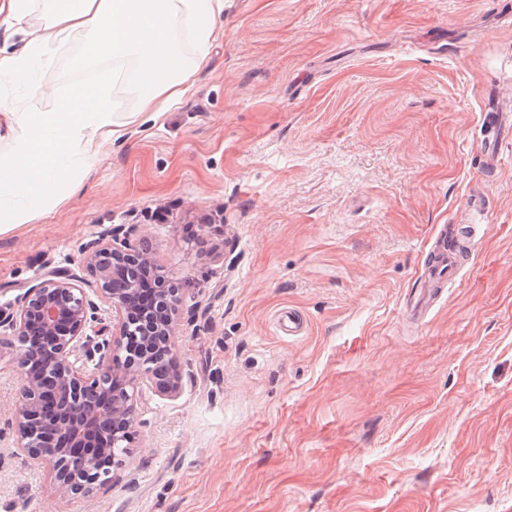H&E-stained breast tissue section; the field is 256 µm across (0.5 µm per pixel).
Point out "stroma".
Masks as SVG:
<instances>
[{"label":"stroma","instance_id":"1","mask_svg":"<svg viewBox=\"0 0 512 512\" xmlns=\"http://www.w3.org/2000/svg\"><path fill=\"white\" fill-rule=\"evenodd\" d=\"M78 54L39 81L112 68ZM510 106L512 0H226L191 94L0 232L1 309L107 228L149 242L181 393L139 395L112 487L59 496L9 438L0 330V512H512V134L497 169L481 153ZM442 224L474 234L420 324Z\"/></svg>","mask_w":512,"mask_h":512}]
</instances>
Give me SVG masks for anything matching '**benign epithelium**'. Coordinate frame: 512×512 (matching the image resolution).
Returning a JSON list of instances; mask_svg holds the SVG:
<instances>
[{"instance_id": "benign-epithelium-1", "label": "benign epithelium", "mask_w": 512, "mask_h": 512, "mask_svg": "<svg viewBox=\"0 0 512 512\" xmlns=\"http://www.w3.org/2000/svg\"><path fill=\"white\" fill-rule=\"evenodd\" d=\"M83 268L84 277L52 271L17 309H0V328L21 343L14 443L50 467L64 497L107 486L102 462H131L139 392L173 398L183 379L171 343L181 298L149 245L131 248L108 229L85 245ZM148 269L159 278L146 302L137 285Z\"/></svg>"}]
</instances>
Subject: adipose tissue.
<instances>
[{
  "label": "adipose tissue",
  "mask_w": 512,
  "mask_h": 512,
  "mask_svg": "<svg viewBox=\"0 0 512 512\" xmlns=\"http://www.w3.org/2000/svg\"><path fill=\"white\" fill-rule=\"evenodd\" d=\"M224 0H0V84L80 45L111 60L135 100L117 115L108 89H34L18 109L0 98V226L28 224L67 202L121 125L162 111L188 88L219 33Z\"/></svg>",
  "instance_id": "obj_1"
}]
</instances>
